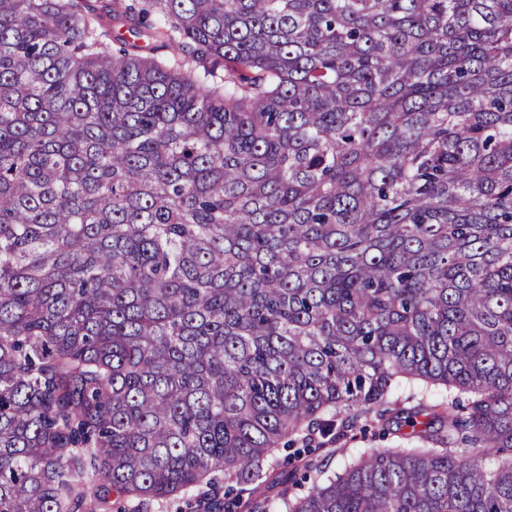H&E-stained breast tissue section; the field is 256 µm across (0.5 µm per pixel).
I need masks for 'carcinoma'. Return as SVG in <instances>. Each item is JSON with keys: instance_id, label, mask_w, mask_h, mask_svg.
Returning <instances> with one entry per match:
<instances>
[{"instance_id": "1", "label": "carcinoma", "mask_w": 512, "mask_h": 512, "mask_svg": "<svg viewBox=\"0 0 512 512\" xmlns=\"http://www.w3.org/2000/svg\"><path fill=\"white\" fill-rule=\"evenodd\" d=\"M195 490L512 512V0H0V512ZM449 395L450 393L442 388L428 391L418 387L402 386L393 389L387 400L390 402H402V406L410 407L419 402L436 403L442 400H448ZM408 397H414V399L407 400ZM367 431H359L358 429L349 433L335 445L336 451L325 452L317 451L323 466L330 472H340L346 461L351 457H357L365 454H371L386 448H394L398 441L397 434L383 436L378 435L375 431L378 427H366Z\"/></svg>"}]
</instances>
